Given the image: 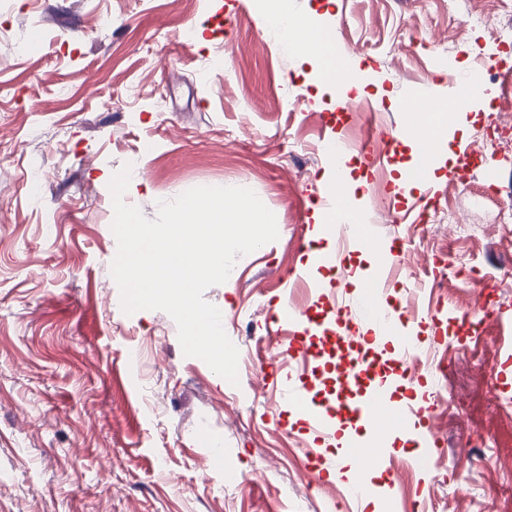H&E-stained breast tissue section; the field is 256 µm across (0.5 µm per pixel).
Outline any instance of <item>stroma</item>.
<instances>
[{
  "mask_svg": "<svg viewBox=\"0 0 512 512\" xmlns=\"http://www.w3.org/2000/svg\"><path fill=\"white\" fill-rule=\"evenodd\" d=\"M291 6L358 59L346 79L362 111L338 109L254 0H0V512H473L477 498L512 512V404L493 371L512 355V208L490 200L512 199V135L471 158L467 183L448 159L406 195L393 180L410 151L393 142L355 193L374 241L350 250L352 267L399 241L394 295L425 283L405 323L424 364L396 393L420 408L384 419L425 433L383 463L371 506L347 477L300 468L307 448L330 469L341 455L279 403L299 376L273 333L276 303L308 301L296 277L316 247L315 199L336 180L321 120L352 143L383 122L404 130V89L446 83L435 58L512 64V39L494 37L506 12L498 0ZM218 53L223 69L207 71ZM485 89L449 113L452 150L512 123V74ZM128 164L142 182L124 201L147 219L199 186L251 189L276 217L278 239L203 293L239 350L238 385L184 356L166 312L122 310L108 184ZM470 268L498 310L474 325L455 275Z\"/></svg>",
  "mask_w": 512,
  "mask_h": 512,
  "instance_id": "stroma-1",
  "label": "stroma"
}]
</instances>
